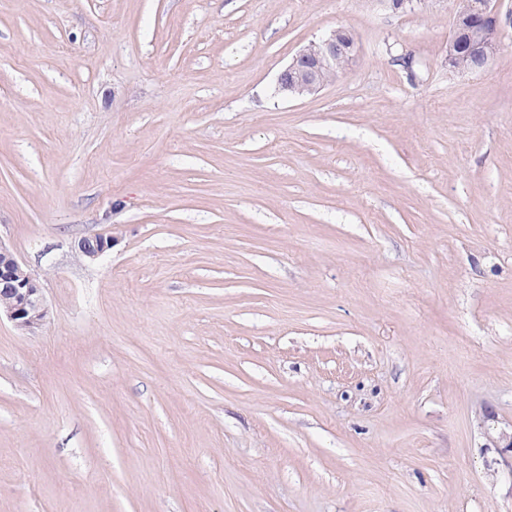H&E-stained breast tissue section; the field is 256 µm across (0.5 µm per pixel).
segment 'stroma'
<instances>
[{
    "label": "stroma",
    "mask_w": 512,
    "mask_h": 512,
    "mask_svg": "<svg viewBox=\"0 0 512 512\" xmlns=\"http://www.w3.org/2000/svg\"><path fill=\"white\" fill-rule=\"evenodd\" d=\"M454 13L0 0V240L49 309L0 321V512H512V29L453 71ZM354 54V40L344 30H336L325 39L311 42L280 73L278 91L285 96L315 94L327 85L323 71H341ZM112 243L111 236L84 237L78 242V250L82 257L95 261L112 248Z\"/></svg>",
    "instance_id": "1"
}]
</instances>
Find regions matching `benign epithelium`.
<instances>
[{
  "mask_svg": "<svg viewBox=\"0 0 512 512\" xmlns=\"http://www.w3.org/2000/svg\"><path fill=\"white\" fill-rule=\"evenodd\" d=\"M512 27V10L503 13L490 0H456L455 34L448 41V66L465 54L468 73L484 71L497 53L503 26ZM355 43L344 30L306 46L278 77V91L285 96L315 94L327 82L323 71L342 70L353 59ZM110 236L84 237L78 242L82 257L95 261L112 248ZM6 316L23 333H34L48 315L38 279L23 268L15 254L0 241V316Z\"/></svg>",
  "mask_w": 512,
  "mask_h": 512,
  "instance_id": "obj_1",
  "label": "benign epithelium"
}]
</instances>
